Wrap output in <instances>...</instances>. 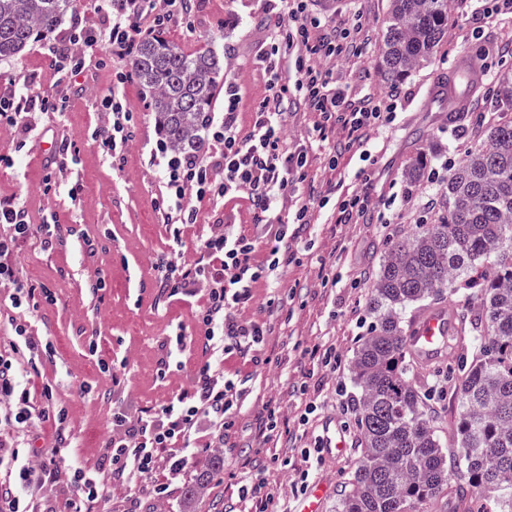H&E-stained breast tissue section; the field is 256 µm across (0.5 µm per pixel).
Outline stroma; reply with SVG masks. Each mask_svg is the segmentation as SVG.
Segmentation results:
<instances>
[{
  "label": "stroma",
  "instance_id": "stroma-1",
  "mask_svg": "<svg viewBox=\"0 0 512 512\" xmlns=\"http://www.w3.org/2000/svg\"><path fill=\"white\" fill-rule=\"evenodd\" d=\"M312 10L335 15L339 20L351 18L357 11L363 13L364 27L358 36L361 55L337 59L333 71L338 80L351 85L355 94L378 98L396 85L404 99L390 129L370 145L380 172L377 190L386 197L396 196V203L383 211L371 208L357 224H316L312 249L283 272L284 287L296 289L303 305L281 333L269 338L271 363L249 384L242 413L244 431L237 440L238 446L245 448L252 469L265 472L279 499L287 498L294 474L269 469V460L277 455L296 463L301 459L300 452L284 437L260 444L258 433L266 418L263 406L269 397L280 399L290 425H297L299 416L306 413L305 401L293 394V385L302 371L295 344L312 345L328 339L335 342L342 360L350 361L358 338L345 312L353 302L367 303L368 296L366 284L352 285L348 267L357 265L367 277H374L387 247L386 240L373 231L378 214H386L403 231H411L415 218L402 211L398 201L417 197L423 189L405 184L406 170L421 155L427 157L432 168H440L448 158L474 144L468 115L462 113L456 121H449L447 102L436 98L432 91L434 81L455 69L460 57L473 55L481 44L489 49V60L494 65H512V57L495 52L496 46L512 40V23L486 30L482 43H475L459 0L448 6V29L432 62L420 65L396 83L380 64L387 0H316ZM263 22L257 0H226L221 7L214 0H200L194 16L192 39L196 50L222 54L225 76L235 81L250 100L262 92L261 79L250 62L263 48ZM83 86L78 108L68 112L62 123L80 149L78 170L85 184L82 203L73 207L66 197L47 198L39 193L43 165L34 152L19 151L24 135L7 126L0 127V156L19 154L23 160L12 168L0 166V190L24 200L34 223H41L53 212L61 223L79 225L98 242L96 253L90 255L72 238L48 250L35 238L16 257L20 277L46 283L58 293L57 304L35 321L36 332L50 337L54 345L53 356L41 358L38 376L55 382L59 399L69 409L67 431L76 441L82 460L92 465L110 429V382L99 373L95 358L88 355L86 340L95 336L103 357L117 351L127 359V391L131 396L155 399L161 395L154 377L163 355L161 343L169 316L164 312L166 296L155 286L149 271L171 232L151 207L157 181L141 159L146 142L157 133L148 99L143 95L133 98L138 112L137 135L129 146L124 168L114 171L103 164L91 140L93 128L107 121L106 113L96 111L95 106L111 86L110 74L104 70L87 76ZM322 259L333 261L336 287L320 288L318 262ZM98 274L106 276L109 284L101 303L87 292L89 279ZM352 387L346 368L338 379L322 380L318 408L309 415L307 437L320 435L326 420L347 422V414L336 403V391ZM347 436L346 455L340 459L327 457L318 474L333 491L323 512H336L335 496L343 490L356 457V428L349 427ZM237 470V463L225 456L223 449L198 456L179 488L159 503L158 512H241L243 504L233 478Z\"/></svg>",
  "mask_w": 512,
  "mask_h": 512
}]
</instances>
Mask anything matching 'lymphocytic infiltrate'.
I'll return each instance as SVG.
<instances>
[{"mask_svg":"<svg viewBox=\"0 0 512 512\" xmlns=\"http://www.w3.org/2000/svg\"><path fill=\"white\" fill-rule=\"evenodd\" d=\"M308 2L260 0L266 49L252 61L264 83L259 105L250 106L237 84L225 82L224 105L209 121L201 152L179 156L159 137L143 159L158 180L152 205L171 227L167 251L151 266L171 314L155 381L177 372L187 382L159 400L129 399L126 360L101 357L97 343H89L114 394L110 433L96 465L80 462L53 383H31L40 358L53 349L34 334L30 316L56 304L57 295L46 284L22 280L15 264L29 239L49 248L76 230L55 221L32 223L24 201L0 192V224L9 229L0 237L6 299L0 310V512H152L151 503L176 490L193 458L226 447L235 434L247 384L270 363L266 338L294 314L296 291L280 285L285 264L297 259L310 235L313 209L341 225L358 223L372 206L377 174L370 133L389 127L401 104L395 89L377 100L336 83L323 62L358 55L361 26L314 16ZM464 2L473 34L512 18V0ZM196 7V0H94L65 43H39L33 64L0 81V125L38 141L44 127L35 115L72 110L81 77L108 66L114 80L98 103L108 121L92 139L104 162L124 165L136 135L128 87L137 47L158 29L180 41L189 38ZM43 81L54 88V98L35 92ZM298 108L317 115L305 147L289 145L284 134L289 110ZM339 133L341 148L334 141ZM314 146L333 171L342 153L358 155L364 162L353 174L358 187H331L318 203L300 198L284 208L288 193L309 179ZM78 153L75 141L61 139L46 161L43 195L80 203L84 185L68 174ZM200 224L210 227L206 237L193 233ZM189 248L195 258L186 262ZM257 303L262 316H249ZM298 352L310 365L295 387L298 397L310 396L314 374L341 371L335 344L302 345ZM116 486L124 491L117 501Z\"/></svg>","mask_w":512,"mask_h":512,"instance_id":"obj_1","label":"lymphocytic infiltrate"}]
</instances>
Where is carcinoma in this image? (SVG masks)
I'll list each match as a JSON object with an SVG mask.
<instances>
[{
	"instance_id": "carcinoma-1",
	"label": "carcinoma",
	"mask_w": 512,
	"mask_h": 512,
	"mask_svg": "<svg viewBox=\"0 0 512 512\" xmlns=\"http://www.w3.org/2000/svg\"><path fill=\"white\" fill-rule=\"evenodd\" d=\"M72 0H0V60L50 39ZM448 28V0H389L381 64L393 78L436 53ZM158 131L193 153L224 86V56L187 53L158 30L135 57ZM512 68L501 66L489 110L500 113L486 138L469 148L443 184L447 210L390 244L368 287L372 325L351 361V409L361 447L336 512H434L492 499L512 512ZM420 157L406 173L429 178ZM483 264L484 293L449 343L471 352L457 363L448 398L457 406L452 450L441 443L425 392L406 359L407 312L448 290Z\"/></svg>"
}]
</instances>
